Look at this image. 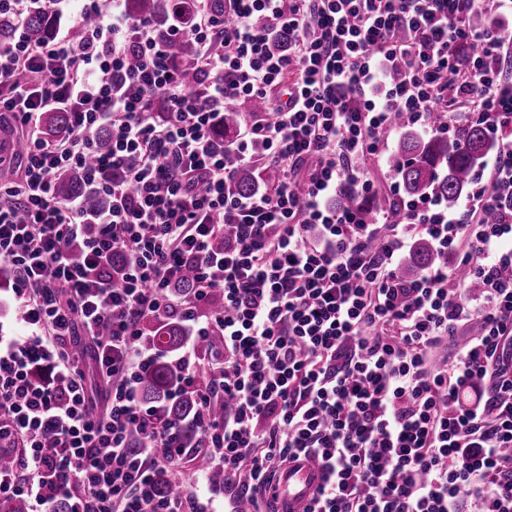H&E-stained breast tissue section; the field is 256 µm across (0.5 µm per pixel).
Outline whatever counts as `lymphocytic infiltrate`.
Here are the masks:
<instances>
[{
    "label": "lymphocytic infiltrate",
    "instance_id": "lymphocytic-infiltrate-1",
    "mask_svg": "<svg viewBox=\"0 0 512 512\" xmlns=\"http://www.w3.org/2000/svg\"><path fill=\"white\" fill-rule=\"evenodd\" d=\"M122 2L86 0L78 16L95 23L81 41L36 44L28 15L57 17L73 0H0V113L29 130L21 177L0 184V265L25 329L0 336V455L13 459L0 501L185 512L156 478L187 446L137 387L155 357L143 321L175 313L199 338L176 359L177 390L197 400L210 468L252 512H269L277 469L302 456L324 473L309 512H461L465 496L512 512V40L500 26L512 0H224L220 15L196 0L171 27L198 48L188 64ZM256 99L262 111L216 136L228 107ZM55 111L72 132L51 142L39 120ZM436 113L448 136L473 122L495 135L486 179L461 208L420 197L401 202L402 221L367 220L365 159ZM244 165L277 177L232 194ZM71 167L104 208L57 199ZM344 191L356 205H333ZM415 233L457 255L481 302L444 265L397 275ZM188 272L184 300L172 286ZM474 321L478 333L438 356ZM78 332L109 386L105 408L72 351ZM213 336L219 346L201 350Z\"/></svg>",
    "mask_w": 512,
    "mask_h": 512
}]
</instances>
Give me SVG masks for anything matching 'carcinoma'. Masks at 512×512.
I'll list each match as a JSON object with an SVG mask.
<instances>
[{
	"label": "carcinoma",
	"instance_id": "cac0c4a2",
	"mask_svg": "<svg viewBox=\"0 0 512 512\" xmlns=\"http://www.w3.org/2000/svg\"><path fill=\"white\" fill-rule=\"evenodd\" d=\"M125 7L133 16L149 17L156 21L174 16L189 21L194 13L192 0H125ZM26 32L34 43L49 38L54 32L52 17L42 12L32 13L27 20ZM165 47L183 62L192 61L196 54V47L189 40H167ZM41 126L45 138L49 140H64L70 133V119L65 112L44 113ZM496 149V142L478 123L470 124L454 142L438 136L434 131H407L400 134L386 159V165L398 178L407 197L430 195L451 210L473 187L477 168L483 158ZM256 185L254 169L242 166L232 183V190L245 195L255 190ZM56 193L62 200L83 193L85 201L93 209L105 204L102 196L85 192L83 172L78 168L64 170L58 175ZM439 263L441 259L426 243L417 253L415 271ZM186 340L185 326L175 315L152 317L143 325V345L158 351V356L140 372L138 385L141 394L150 402L164 404L169 417L179 423L193 416L197 402L190 394L171 398L172 391L181 379V371L167 355L179 351Z\"/></svg>",
	"mask_w": 512,
	"mask_h": 512
}]
</instances>
